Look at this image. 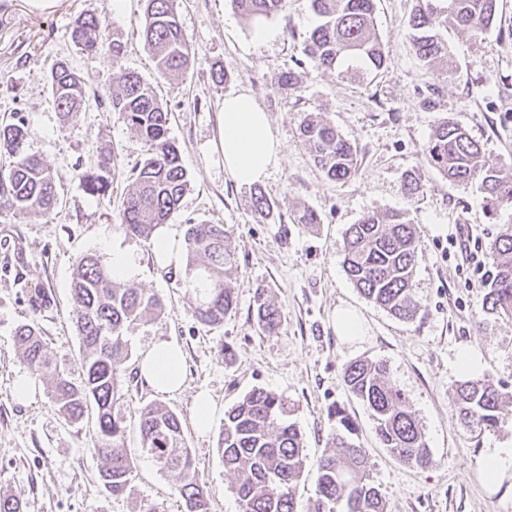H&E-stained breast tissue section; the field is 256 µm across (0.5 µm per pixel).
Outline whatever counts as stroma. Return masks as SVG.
<instances>
[{"label":"stroma","instance_id":"obj_1","mask_svg":"<svg viewBox=\"0 0 512 512\" xmlns=\"http://www.w3.org/2000/svg\"><path fill=\"white\" fill-rule=\"evenodd\" d=\"M415 0H376V25L387 66L364 81L315 70L303 53L318 17L307 0H287L281 12L259 23L242 20L228 0H177L194 64L161 77L142 38L145 0H58L50 10L29 0H0V121L20 114L30 135L28 152L56 177L58 205L47 216L19 212L0 192V490L20 495L24 512H143L150 504L185 512L172 473L160 470L141 449L139 418L148 404L163 402L181 419L199 477L211 491L210 512H238L217 448L224 413L256 387L287 400L303 434L306 468L295 487L296 512H308L315 497L318 459L330 448L333 406L345 405L360 426L357 443L372 465L388 512H512V477L488 483L481 469L486 449L512 447V322L493 320L480 309L488 250L512 208L489 215L477 186H458L426 163L422 146L434 128L451 118L483 148L488 164H512V0H500L495 29L481 37L448 31L453 71L419 62L409 41ZM101 23L105 39L120 38L125 56L89 54L71 38L77 15ZM267 40L255 39L258 30ZM79 71L89 91L108 95L122 72H137L170 112L169 136L181 151L189 185L163 233L183 243L191 224H221L235 249L238 269L231 286L236 309L218 328L196 317L198 296L187 282L184 259L156 260L152 241L123 232L119 212L133 187L146 147L122 115L87 100L70 120L60 116L48 85L58 61ZM292 72L283 88L277 77ZM245 93L267 112L281 143V158L261 188L273 203L268 218L255 216L253 190L224 169L219 130L224 98ZM310 115L330 122L357 149L358 171L340 182L316 168L300 137ZM111 153L115 168L107 194L89 195L79 174L99 153ZM420 194L407 195L406 175ZM317 224H299L303 209ZM369 212H399L419 231L415 293L421 310L404 322L365 299L343 267L347 228ZM471 236L480 260L464 261L455 240ZM134 256L131 279L166 305L159 318L131 325L132 356L125 365V397L119 410L125 446L134 462L129 489L115 497L103 487L102 462L91 452L94 419H64L53 407L50 381L19 357L14 334L36 322L49 353L73 382H80L81 351L70 282L78 259L97 254L112 262V244ZM265 288L283 314L277 334L259 329L253 296ZM360 317L357 336L336 331V312ZM171 340L183 350L179 391L156 393L139 377L148 348ZM230 354L218 357L219 347ZM474 351L476 378L504 395L510 422L494 431H470L453 415L454 390L462 378L459 353ZM357 359L387 364L392 383L406 395L430 448L433 464L421 470L402 464L382 448L365 407L342 380ZM37 389L34 401L19 400V379ZM207 392L215 414L206 434L194 424L193 401Z\"/></svg>","mask_w":512,"mask_h":512}]
</instances>
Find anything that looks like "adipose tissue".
<instances>
[{
    "label": "adipose tissue",
    "instance_id": "obj_1",
    "mask_svg": "<svg viewBox=\"0 0 512 512\" xmlns=\"http://www.w3.org/2000/svg\"><path fill=\"white\" fill-rule=\"evenodd\" d=\"M219 142L225 169L242 186L262 182L280 160L267 113L245 93L225 97ZM182 364L181 348L160 340L143 356L139 375L156 391L174 392L182 385Z\"/></svg>",
    "mask_w": 512,
    "mask_h": 512
}]
</instances>
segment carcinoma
Masks as SVG:
<instances>
[{"label":"carcinoma","instance_id":"carcinoma-1","mask_svg":"<svg viewBox=\"0 0 512 512\" xmlns=\"http://www.w3.org/2000/svg\"><path fill=\"white\" fill-rule=\"evenodd\" d=\"M143 39L155 61L157 73L168 76L188 70L195 50L186 40L175 0H145ZM322 18L309 34L305 56L317 70H334L350 80H364L384 68L387 56L375 26V0H309ZM499 0H417L409 26L416 58L431 66L453 62L441 30L467 31L478 37L490 30L498 17ZM240 17L252 21L282 10L286 0H229ZM73 41L88 52L107 49L117 62L122 42L105 44L100 22L78 16L71 30ZM49 83L57 108L65 120L81 111L85 86L80 73L66 61L52 68ZM100 104L119 112L147 146L134 189L120 211V228L127 234L150 238L179 206L188 186L180 152L168 136L169 111L164 108L136 72L121 76L120 91ZM314 161L331 181L357 172V150L335 126L316 116L300 127ZM28 127L18 115L0 126V156L9 158L0 170V189L8 192L21 212L50 215L57 205L53 171L39 157L24 151ZM427 162L458 184L479 182L488 213L512 208V165L489 166L482 146L458 122H441L424 145ZM113 158L100 155L81 175L88 194H105ZM185 273L199 295L197 319L217 328L236 308L228 280L237 268L235 251L222 224H190L185 233ZM418 258L416 228L402 214L364 215L345 235L343 268L366 299L402 320L414 319L421 305L414 293ZM489 270L482 282L481 310L495 319L512 320V225L499 232L490 245ZM76 303V328L82 357L83 378L72 382L47 350L37 327L23 324L15 331L21 359L51 380L56 410L69 421L95 411L96 436L92 452L104 461L100 479L118 497L126 493L133 462L125 448L123 419L118 404L123 398L122 371L130 359L125 332L136 321L158 317L165 304L154 293L131 281L118 282L112 268L94 253L77 263L71 284ZM254 315L262 333L274 334L282 324L281 310L258 288ZM348 393L365 406L376 435L388 453L401 463L426 469L433 458L415 412L405 394L389 379L381 361L354 360L343 371ZM454 412L469 430H493L504 423L502 394L490 384L465 378L456 385ZM331 433L335 451L317 463L316 497L310 512H387L386 501L370 477V462L354 442L355 419L343 407L333 413ZM142 447L160 469L176 476V491L186 512H209L211 492L199 478L198 468L186 446L181 420L166 406L147 405L139 424ZM218 448L225 471L234 476V492L240 512H295L293 485L305 467L302 434L288 420V402L256 388L224 413Z\"/></svg>","mask_w":512,"mask_h":512}]
</instances>
